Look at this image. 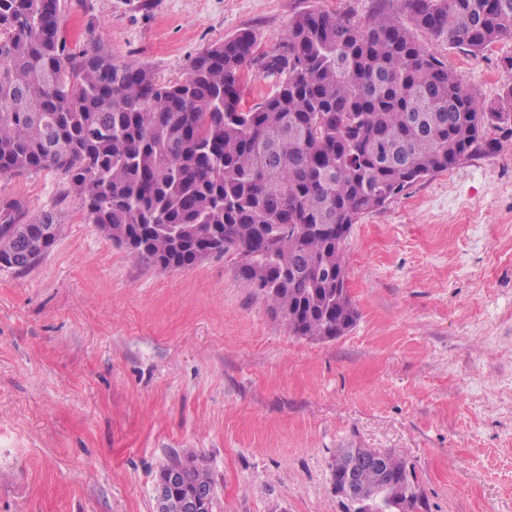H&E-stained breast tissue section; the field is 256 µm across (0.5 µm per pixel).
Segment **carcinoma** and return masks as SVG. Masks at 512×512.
<instances>
[{"label":"carcinoma","mask_w":512,"mask_h":512,"mask_svg":"<svg viewBox=\"0 0 512 512\" xmlns=\"http://www.w3.org/2000/svg\"><path fill=\"white\" fill-rule=\"evenodd\" d=\"M379 2L363 21L302 11L260 58L242 30L162 85L98 40L70 48L60 0H0V175L62 169L90 223L136 259L184 268L233 254L292 335L342 336L358 312L337 228L496 146L489 131H512V58L488 107L414 34L476 55L512 36V0H400L409 26ZM252 70L275 83L246 106ZM1 224L26 239L21 271L59 232L19 199H0ZM184 461L187 483L213 484L198 458ZM386 467L387 483L371 469L359 483L418 512L415 472L392 455Z\"/></svg>","instance_id":"carcinoma-1"}]
</instances>
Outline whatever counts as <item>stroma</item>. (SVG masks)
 <instances>
[{
    "mask_svg": "<svg viewBox=\"0 0 512 512\" xmlns=\"http://www.w3.org/2000/svg\"><path fill=\"white\" fill-rule=\"evenodd\" d=\"M373 6L61 0V24L168 83L238 31L269 52L301 11ZM417 38L497 101L512 38L477 55ZM498 140L353 225L358 319L323 342L291 335L231 257L144 263L63 171L0 176V198L60 219L33 268H0V512H155L174 453L205 460L214 512H341V448L405 460L425 512H512V134Z\"/></svg>",
    "mask_w": 512,
    "mask_h": 512,
    "instance_id": "obj_1",
    "label": "stroma"
}]
</instances>
